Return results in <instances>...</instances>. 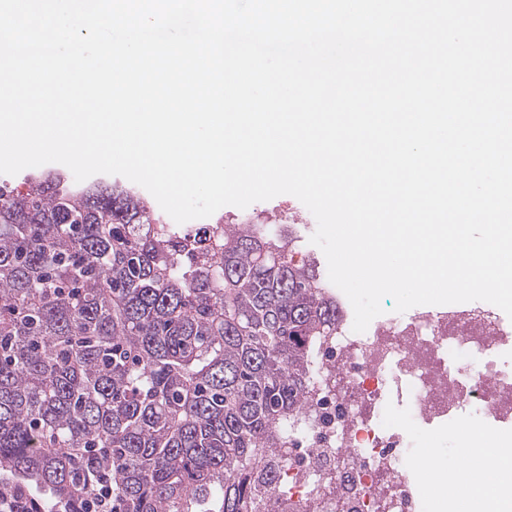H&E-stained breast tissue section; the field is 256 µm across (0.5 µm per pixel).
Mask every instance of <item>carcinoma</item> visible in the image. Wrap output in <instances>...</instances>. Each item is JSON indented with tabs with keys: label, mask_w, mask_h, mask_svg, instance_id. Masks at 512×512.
Instances as JSON below:
<instances>
[{
	"label": "carcinoma",
	"mask_w": 512,
	"mask_h": 512,
	"mask_svg": "<svg viewBox=\"0 0 512 512\" xmlns=\"http://www.w3.org/2000/svg\"><path fill=\"white\" fill-rule=\"evenodd\" d=\"M261 222L189 234L62 168L0 181V504L248 512L336 293Z\"/></svg>",
	"instance_id": "1"
}]
</instances>
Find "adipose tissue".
Masks as SVG:
<instances>
[{
	"instance_id": "1",
	"label": "adipose tissue",
	"mask_w": 512,
	"mask_h": 512,
	"mask_svg": "<svg viewBox=\"0 0 512 512\" xmlns=\"http://www.w3.org/2000/svg\"><path fill=\"white\" fill-rule=\"evenodd\" d=\"M512 450L499 446L487 437L472 443L469 464L460 474L451 475L425 463L430 492L439 508L454 507L455 512H512V498L502 495V459Z\"/></svg>"
}]
</instances>
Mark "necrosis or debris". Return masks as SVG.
<instances>
[{"label": "necrosis or debris", "instance_id": "1", "mask_svg": "<svg viewBox=\"0 0 512 512\" xmlns=\"http://www.w3.org/2000/svg\"><path fill=\"white\" fill-rule=\"evenodd\" d=\"M333 335L313 358L306 404L279 449L277 488L255 512H421L409 476L423 455L389 428L393 400L409 399L421 426L470 418L512 422V330L493 308L422 311L352 329L340 306ZM464 355L452 368L448 358Z\"/></svg>", "mask_w": 512, "mask_h": 512}]
</instances>
